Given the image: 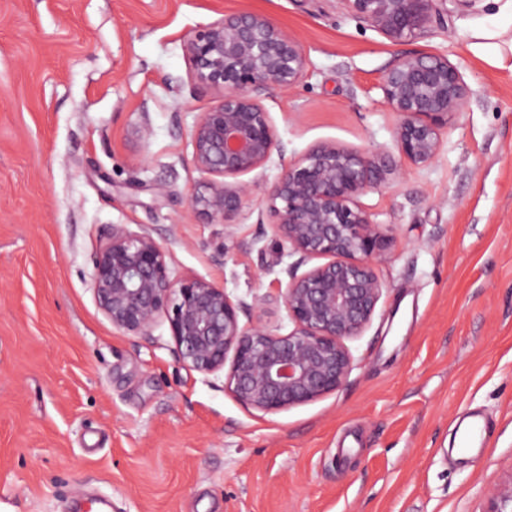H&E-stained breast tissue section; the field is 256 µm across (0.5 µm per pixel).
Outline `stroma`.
<instances>
[{"label": "stroma", "instance_id": "35a3bbf8", "mask_svg": "<svg viewBox=\"0 0 512 512\" xmlns=\"http://www.w3.org/2000/svg\"><path fill=\"white\" fill-rule=\"evenodd\" d=\"M445 7L395 45L344 0H0V512L86 497L112 512H484L512 484V71L470 48L487 0ZM240 11L308 58L297 88L261 95L282 145L264 184L322 141L392 149L380 81L398 55H445L470 91L434 162L398 163L361 198L394 243L345 385L271 414L183 366L165 319L113 328L92 291L116 224L233 299L286 281L262 192L230 236L188 204L193 129L217 97L183 44ZM471 413L488 435L461 457Z\"/></svg>", "mask_w": 512, "mask_h": 512}]
</instances>
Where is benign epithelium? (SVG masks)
Masks as SVG:
<instances>
[{"instance_id":"obj_1","label":"benign epithelium","mask_w":512,"mask_h":512,"mask_svg":"<svg viewBox=\"0 0 512 512\" xmlns=\"http://www.w3.org/2000/svg\"><path fill=\"white\" fill-rule=\"evenodd\" d=\"M349 10L394 44L408 42L441 21L445 0H344ZM191 78L218 103L201 113L193 130L192 164L199 180L189 192L193 216L224 225L234 218L277 145L261 92L292 90L308 65L300 39L267 16L225 15L184 42ZM384 103L398 122L392 141L401 158L424 166L436 159L451 118L469 103L460 67L434 52L397 57L384 70ZM396 170L388 151L354 150L334 142L310 147L265 189V209L277 247L299 259L273 294L255 299L284 306L293 329L285 335L265 324L240 321L247 304L201 277H174L168 250L147 232L124 224L93 259L92 290L112 327L141 334L163 317L179 362L202 374L229 367L224 387L247 409L275 413L315 401L347 380L353 358L346 341L372 320L384 286L377 273L393 240L359 203ZM317 258L327 262L300 274ZM486 512H512V487L490 495Z\"/></svg>"}]
</instances>
